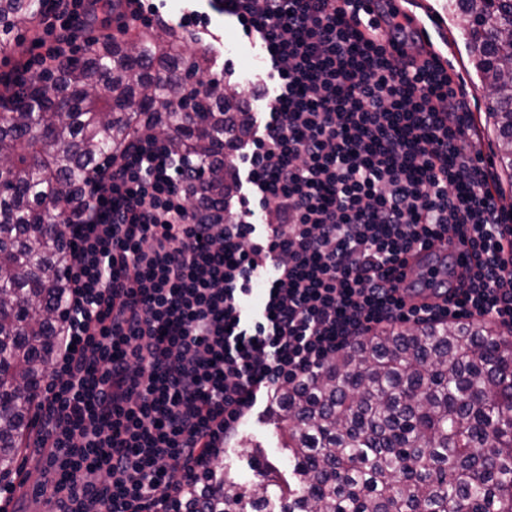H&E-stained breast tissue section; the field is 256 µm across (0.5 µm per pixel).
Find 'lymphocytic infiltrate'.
<instances>
[{"instance_id":"lymphocytic-infiltrate-1","label":"lymphocytic infiltrate","mask_w":512,"mask_h":512,"mask_svg":"<svg viewBox=\"0 0 512 512\" xmlns=\"http://www.w3.org/2000/svg\"><path fill=\"white\" fill-rule=\"evenodd\" d=\"M213 3L175 28L214 39L213 14L232 19L265 45L275 94L250 117L247 172L223 204L193 155L151 133L89 175L90 211L66 222V349L40 404L58 512H168L260 392L300 386L378 328L512 329V225L452 76L437 57L408 60L415 40L397 13L382 31L361 0ZM84 4L43 0L5 83L74 57ZM454 234L474 265L443 303L407 305L403 255ZM268 269L265 300L249 308Z\"/></svg>"}]
</instances>
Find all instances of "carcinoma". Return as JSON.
<instances>
[{"label": "carcinoma", "instance_id": "carcinoma-1", "mask_svg": "<svg viewBox=\"0 0 512 512\" xmlns=\"http://www.w3.org/2000/svg\"><path fill=\"white\" fill-rule=\"evenodd\" d=\"M42 0H0V52L37 19ZM512 169V0H455ZM105 42L18 95L0 91V473H12L34 429L37 391L57 360L67 324L73 257L54 216L88 209L84 184L101 159L145 126L199 160L238 141L240 101L189 79L210 52L186 57L172 32ZM229 160L209 168L224 196ZM272 413L291 422L295 485L276 471L252 491L224 475V456L186 493V512H512V331L491 324L385 328L355 340L302 387L277 393Z\"/></svg>", "mask_w": 512, "mask_h": 512}]
</instances>
